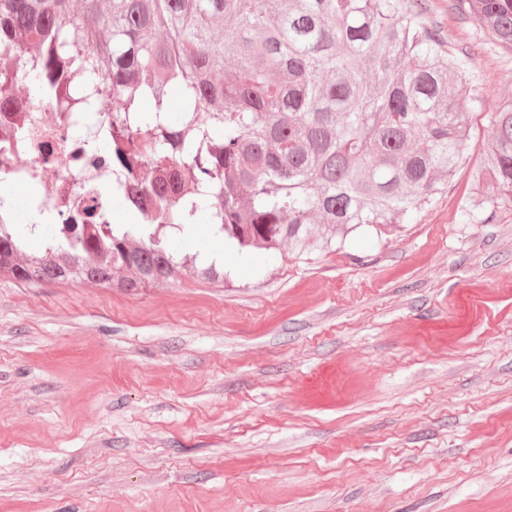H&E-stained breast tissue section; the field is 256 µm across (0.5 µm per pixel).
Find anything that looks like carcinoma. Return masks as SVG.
Listing matches in <instances>:
<instances>
[{"label": "carcinoma", "instance_id": "1", "mask_svg": "<svg viewBox=\"0 0 512 512\" xmlns=\"http://www.w3.org/2000/svg\"><path fill=\"white\" fill-rule=\"evenodd\" d=\"M422 0H0V112L25 83L50 112H103L118 204L97 187L58 205L70 254L0 223V277L95 282L130 292L224 270L173 252L168 239L208 223L239 248L330 251L362 226L407 224L466 162L475 97L469 59L421 21ZM512 51V0H456ZM182 103L169 119L172 98ZM119 99L123 106L112 109ZM150 104V111L144 110ZM29 140L11 126L0 161ZM491 165L465 201L487 222L512 207V98L494 110Z\"/></svg>", "mask_w": 512, "mask_h": 512}]
</instances>
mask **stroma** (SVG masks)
Returning a JSON list of instances; mask_svg holds the SVG:
<instances>
[{"instance_id": "1", "label": "stroma", "mask_w": 512, "mask_h": 512, "mask_svg": "<svg viewBox=\"0 0 512 512\" xmlns=\"http://www.w3.org/2000/svg\"><path fill=\"white\" fill-rule=\"evenodd\" d=\"M425 12L476 103L411 223L221 284L0 278V512H512V208L462 213L512 52Z\"/></svg>"}]
</instances>
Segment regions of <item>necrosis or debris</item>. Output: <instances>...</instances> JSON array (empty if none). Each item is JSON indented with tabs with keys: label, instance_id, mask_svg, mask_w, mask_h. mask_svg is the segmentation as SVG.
Returning a JSON list of instances; mask_svg holds the SVG:
<instances>
[{
	"label": "necrosis or debris",
	"instance_id": "obj_1",
	"mask_svg": "<svg viewBox=\"0 0 512 512\" xmlns=\"http://www.w3.org/2000/svg\"><path fill=\"white\" fill-rule=\"evenodd\" d=\"M18 108L27 112L36 140L51 147L46 156L34 145L16 149L8 162L14 181L38 187L41 206L51 208L60 199L111 183L109 142H102L94 151L84 144V132L98 123V113H74L69 126L62 128L55 113L40 111L38 102L28 94H20Z\"/></svg>",
	"mask_w": 512,
	"mask_h": 512
}]
</instances>
